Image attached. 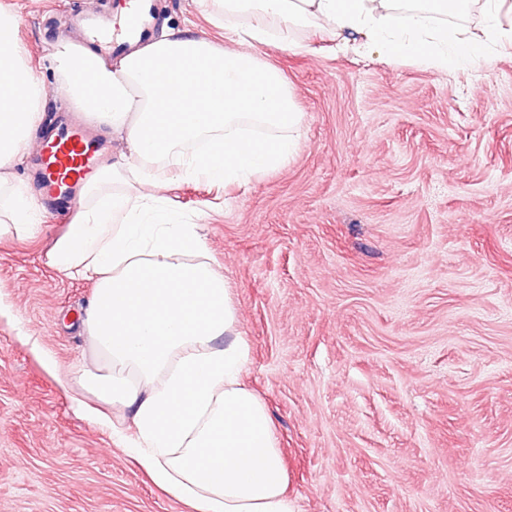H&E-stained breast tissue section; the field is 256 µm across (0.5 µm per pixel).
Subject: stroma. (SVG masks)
<instances>
[{
  "mask_svg": "<svg viewBox=\"0 0 512 512\" xmlns=\"http://www.w3.org/2000/svg\"><path fill=\"white\" fill-rule=\"evenodd\" d=\"M121 0H0L47 87L58 34ZM156 27L224 45L197 0ZM262 47L303 114L284 169L245 186L170 178L203 228L249 345L297 512H512V47L440 74L375 51ZM69 220L42 209L0 238V512H192L90 421L75 318L93 286L46 254Z\"/></svg>",
  "mask_w": 512,
  "mask_h": 512,
  "instance_id": "1",
  "label": "stroma"
}]
</instances>
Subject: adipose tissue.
<instances>
[{"mask_svg":"<svg viewBox=\"0 0 512 512\" xmlns=\"http://www.w3.org/2000/svg\"><path fill=\"white\" fill-rule=\"evenodd\" d=\"M511 0H484L481 35L449 27L470 0H198L223 29L221 48L181 28L118 59L59 45L53 68L83 112L125 138L130 160L100 169L47 254L51 267L94 284L81 325L97 353L76 371L98 400L128 412L126 450L193 512H296L282 450L263 401L242 380L249 346L203 227L182 223L154 194L182 179L244 185L285 167L302 123L263 46L303 50L292 30L314 25L339 51L363 47L445 74L489 44H512ZM14 14L0 9V170L23 158L47 95L26 61ZM92 61L93 85L76 78ZM42 205L25 187L0 200V234L24 239Z\"/></svg>","mask_w":512,"mask_h":512,"instance_id":"adipose-tissue-1","label":"adipose tissue"}]
</instances>
